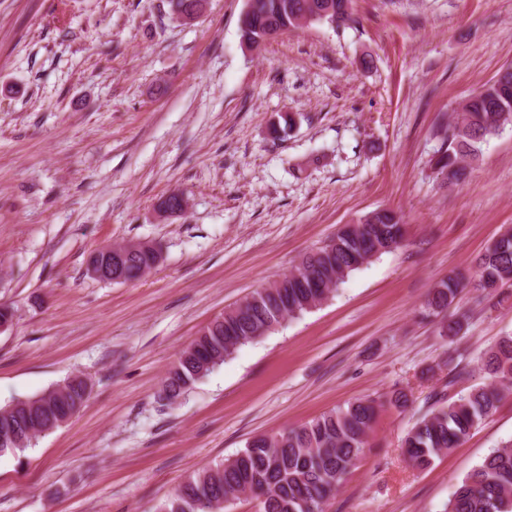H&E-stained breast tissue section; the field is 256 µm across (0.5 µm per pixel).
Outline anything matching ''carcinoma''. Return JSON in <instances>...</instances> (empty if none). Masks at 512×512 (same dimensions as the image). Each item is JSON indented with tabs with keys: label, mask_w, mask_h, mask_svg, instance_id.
<instances>
[{
	"label": "carcinoma",
	"mask_w": 512,
	"mask_h": 512,
	"mask_svg": "<svg viewBox=\"0 0 512 512\" xmlns=\"http://www.w3.org/2000/svg\"><path fill=\"white\" fill-rule=\"evenodd\" d=\"M351 0H249V12L239 19V33L250 49L268 40L267 32H286L306 23H340L349 19ZM512 124V69L464 102L445 128L435 165L457 181L468 174V161L480 144ZM401 218L389 210H375L359 223L342 228L332 240L306 254L295 271L254 291L206 326L183 351L166 378L165 400L175 401L224 363L238 347L271 330L283 314L299 315L326 299L329 287L339 286L370 259L401 243ZM161 259L157 246L139 244L126 267L130 282L153 269ZM478 287L503 303L512 298V228L478 259ZM463 286L458 277L440 281L425 302L429 313L448 308ZM487 382L464 394L450 391L466 377L452 368L441 392L407 431L403 453L412 467L424 469L435 457L457 447L512 393V335L500 339L481 360ZM89 395L87 381L67 379L36 396L0 407V455L28 448L10 434L26 429L38 437L50 422L70 420ZM385 402L406 409L411 399L403 388L384 395ZM380 398L366 397L332 409L306 424L282 432L261 434L235 456L191 475L159 512H224V500L248 491L259 500L257 512H323L344 477L368 447ZM443 512H512V441L493 448L453 491Z\"/></svg>",
	"instance_id": "carcinoma-1"
}]
</instances>
